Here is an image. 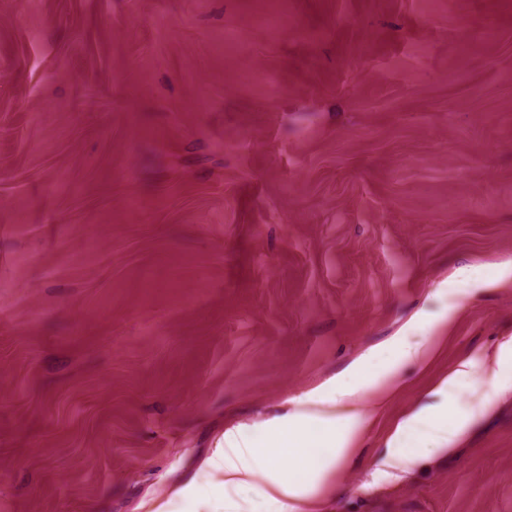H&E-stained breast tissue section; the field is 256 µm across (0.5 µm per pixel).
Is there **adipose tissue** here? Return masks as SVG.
I'll return each instance as SVG.
<instances>
[{"label": "adipose tissue", "mask_w": 512, "mask_h": 512, "mask_svg": "<svg viewBox=\"0 0 512 512\" xmlns=\"http://www.w3.org/2000/svg\"><path fill=\"white\" fill-rule=\"evenodd\" d=\"M362 371V365H355L349 375L337 382L332 395L301 401L294 412L277 422L273 438L262 447H255L239 429L227 430L223 449L206 461L193 477V484H207L214 476L220 475L224 478L225 487L230 488L254 483L263 476L270 481L268 488L261 491L268 503L267 512H288L289 501L300 496L302 489L275 474L277 459L288 457L305 466L311 479L317 480L354 453L358 420L347 406L356 394L351 379ZM312 421L323 429L325 450L318 456L312 455L309 444L298 436L299 431Z\"/></svg>", "instance_id": "adipose-tissue-1"}]
</instances>
